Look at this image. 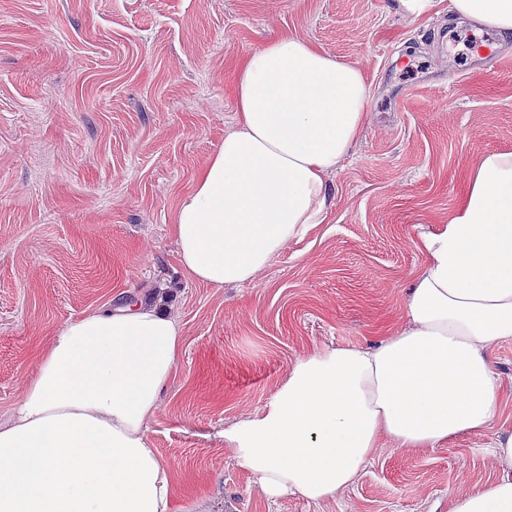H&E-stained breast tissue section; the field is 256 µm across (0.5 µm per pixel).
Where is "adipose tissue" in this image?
<instances>
[{
	"mask_svg": "<svg viewBox=\"0 0 512 512\" xmlns=\"http://www.w3.org/2000/svg\"><path fill=\"white\" fill-rule=\"evenodd\" d=\"M450 12L512 35V0H448ZM235 127L196 174L172 231L185 276L256 282L288 241L320 223L328 178L365 123L359 67L282 35L234 77ZM407 323L372 349L323 346L224 431L267 498L336 499L384 447L437 448L502 412L488 359L512 338V152L472 171L448 224L421 234ZM182 348L178 323L137 300L67 323L0 426V512H173L172 469L149 436ZM499 473L451 512H512V435L488 448Z\"/></svg>",
	"mask_w": 512,
	"mask_h": 512,
	"instance_id": "ef3b65f1",
	"label": "adipose tissue"
}]
</instances>
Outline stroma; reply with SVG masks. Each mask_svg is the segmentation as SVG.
Instances as JSON below:
<instances>
[{
  "instance_id": "stroma-1",
  "label": "stroma",
  "mask_w": 512,
  "mask_h": 512,
  "mask_svg": "<svg viewBox=\"0 0 512 512\" xmlns=\"http://www.w3.org/2000/svg\"><path fill=\"white\" fill-rule=\"evenodd\" d=\"M447 16L409 20L394 0H0V424L67 322L137 297L183 335L149 423L174 512H448L494 481L512 339L489 352L503 417L442 448H383L336 499H268L224 451L225 427L260 410L297 357L372 348L405 322L419 236L448 223L485 154L512 152V36L459 18L455 33L497 38L506 57L451 55L433 38ZM285 34L361 69L368 121L320 224L257 282L192 281L174 213L234 126L238 61Z\"/></svg>"
}]
</instances>
